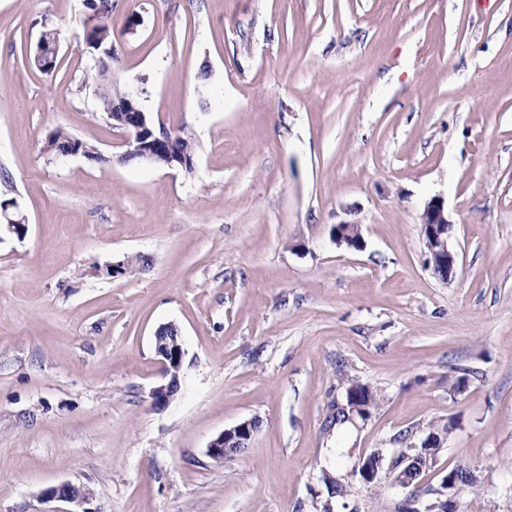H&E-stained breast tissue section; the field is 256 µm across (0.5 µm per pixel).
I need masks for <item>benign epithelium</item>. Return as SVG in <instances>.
Wrapping results in <instances>:
<instances>
[{
    "mask_svg": "<svg viewBox=\"0 0 512 512\" xmlns=\"http://www.w3.org/2000/svg\"><path fill=\"white\" fill-rule=\"evenodd\" d=\"M112 127L123 132L122 146L126 150L118 156V161L128 163L135 160L149 165L155 164L159 158H167V167L192 169L195 160H186L178 156L174 150V142L164 125H155L147 118L146 112L140 107L138 99L127 94L116 103L112 112ZM452 222L448 219L445 202L440 197L431 198L424 206L420 215V232L427 249L428 262L447 270L442 282L450 281V275L456 272L457 253L450 245L448 228ZM27 218L18 210L16 201H0V233L4 232L18 238H23L27 232ZM336 244L348 249L363 248V236L360 225L355 222H342L333 230ZM144 266H136L132 257L126 256L105 266V273L114 278L124 277ZM155 354L162 369L163 383L151 391L153 405L164 409L170 405L181 388L182 369L186 354L183 339L178 327L174 324H164L158 327L153 336ZM347 407L350 414L366 420L371 416L370 400L363 397L359 391L346 393ZM259 428V420L251 418L224 430L215 437L207 448L208 456L217 464L231 461L240 456L244 445L250 443ZM441 444L428 441L427 446L420 447L411 444L403 450L387 470L390 482L398 487L407 488L411 481L406 478L409 470H418L417 476H422L435 462ZM382 472L381 454L373 451L361 457L354 467V473L359 475L364 483L377 480ZM472 485L475 482L473 473H468L465 479H460L457 471L446 474L441 483L436 507L439 512H454V499L461 495L460 484ZM45 497L63 501L73 506L71 512H89L86 505L93 499V492L83 484L64 482L45 492Z\"/></svg>",
    "mask_w": 512,
    "mask_h": 512,
    "instance_id": "7a95c632",
    "label": "benign epithelium"
}]
</instances>
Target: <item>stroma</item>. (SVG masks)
I'll return each mask as SVG.
<instances>
[{"label": "stroma", "instance_id": "stroma-1", "mask_svg": "<svg viewBox=\"0 0 512 512\" xmlns=\"http://www.w3.org/2000/svg\"><path fill=\"white\" fill-rule=\"evenodd\" d=\"M114 86L196 145L192 172L122 164L81 53L84 0H0V512H397L449 470L456 512H512V0H112ZM60 62L29 65L43 27ZM65 128L107 164L50 158ZM439 196L455 278L420 234ZM359 223L364 246L332 229ZM144 253L132 276L104 268ZM181 389L155 409L156 329ZM368 420L331 429L347 377ZM467 377L463 393L453 384ZM255 418L248 449L207 446ZM432 422L448 439L410 489L390 467ZM27 227V218L18 210L15 200L0 201V237L4 232L21 239L25 236ZM153 344L164 381L152 389L151 399L156 408L164 409L181 388L186 351L180 330L171 323L158 327L153 336ZM382 472L381 454L373 451L366 456L360 457L354 467V473L359 475L363 483H372L377 480ZM47 499L66 502L75 509L67 512H92L85 505L93 499V492L83 484L64 482L45 492Z\"/></svg>", "mask_w": 512, "mask_h": 512}]
</instances>
